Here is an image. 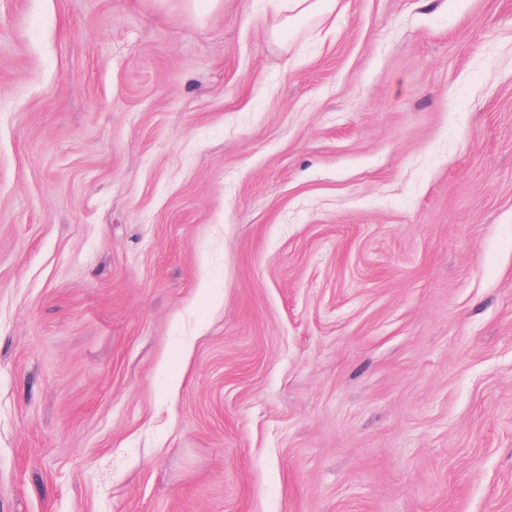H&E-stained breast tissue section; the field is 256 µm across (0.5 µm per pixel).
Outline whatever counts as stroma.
I'll return each instance as SVG.
<instances>
[{"label": "stroma", "instance_id": "obj_1", "mask_svg": "<svg viewBox=\"0 0 512 512\" xmlns=\"http://www.w3.org/2000/svg\"><path fill=\"white\" fill-rule=\"evenodd\" d=\"M0 0V512H512V0ZM339 0H280L275 1L279 16L270 32L271 39L278 43L283 33L294 31L304 22L322 23L336 13Z\"/></svg>", "mask_w": 512, "mask_h": 512}]
</instances>
